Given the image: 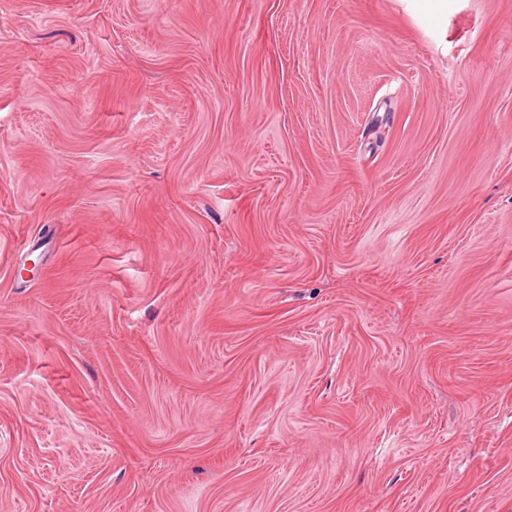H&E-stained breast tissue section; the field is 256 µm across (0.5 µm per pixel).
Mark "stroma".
<instances>
[{
	"label": "stroma",
	"mask_w": 512,
	"mask_h": 512,
	"mask_svg": "<svg viewBox=\"0 0 512 512\" xmlns=\"http://www.w3.org/2000/svg\"><path fill=\"white\" fill-rule=\"evenodd\" d=\"M0 512H512V0H0Z\"/></svg>",
	"instance_id": "35a3bbf8"
}]
</instances>
